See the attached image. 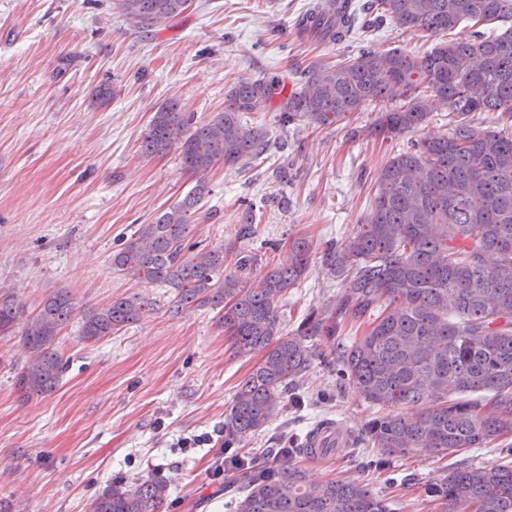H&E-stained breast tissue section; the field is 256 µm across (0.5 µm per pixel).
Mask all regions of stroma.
Wrapping results in <instances>:
<instances>
[{
    "instance_id": "35a3bbf8",
    "label": "stroma",
    "mask_w": 512,
    "mask_h": 512,
    "mask_svg": "<svg viewBox=\"0 0 512 512\" xmlns=\"http://www.w3.org/2000/svg\"><path fill=\"white\" fill-rule=\"evenodd\" d=\"M315 0H190L163 24L135 27L117 0H0V289L34 315L53 291L75 311L56 340L65 371L52 391L24 398L16 380L29 354L21 326L0 334V512H87L115 480L159 478L169 484L161 512H235L241 473L216 476L224 412L261 353L230 346L216 308L175 310V291L114 273L112 253L138 225L180 201L195 180L177 153L145 154L142 140L157 108L179 103L195 121L224 109L227 90L243 78L278 80L264 112L244 122L266 127L263 163L242 169L217 164L189 236L229 255L250 248L259 280L270 260L286 261L304 238L315 247L302 279L279 303L281 326H298L312 307L336 293L323 266L327 244H343L365 223L377 178L407 137L367 130L396 104L376 100L317 127L282 126V100L317 65L355 58L363 48L420 55L435 40L391 20L359 16L337 43L300 36L297 24ZM111 84L108 107L91 102ZM288 162V181L273 176ZM260 220L243 238V203ZM138 293L149 312L100 340L84 339L85 312ZM303 406L246 434L237 451L265 464L280 435H306L338 420L362 433L377 414L335 371L313 363L299 383ZM207 436V444L184 440ZM376 448L362 445L316 460L296 458L307 480L351 478L389 499L396 512H437L425 486L456 467L512 465V435L456 456L417 453L370 467Z\"/></svg>"
}]
</instances>
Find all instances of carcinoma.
Listing matches in <instances>:
<instances>
[{
    "instance_id": "carcinoma-1",
    "label": "carcinoma",
    "mask_w": 512,
    "mask_h": 512,
    "mask_svg": "<svg viewBox=\"0 0 512 512\" xmlns=\"http://www.w3.org/2000/svg\"><path fill=\"white\" fill-rule=\"evenodd\" d=\"M118 6L140 28L180 15L189 0H119ZM367 10L437 44L422 56L366 49L345 63L312 69L282 102V123L325 126L387 99L400 106L382 113L371 134L413 131L440 103L448 105L452 132L411 141L382 168L366 223L325 253L338 280L336 296L311 309L294 330L283 332L278 302L310 266L309 241L294 240L288 260L268 265L254 287L249 275L258 255L250 249L237 251L235 271L226 274L224 247L197 251L186 243L189 216L208 193L205 174L219 163L245 167L265 152L266 129L241 116L263 111L275 85L238 81L224 111L207 123H193L178 103L166 102L143 137L145 153L177 152L196 181L180 202L139 225L112 252V269L174 288L176 312L195 302L220 309L235 351L263 353L224 415L226 448L286 411L289 389L323 342L334 344L327 365L368 403L389 409L356 440L378 449L376 468L412 452L483 448L512 433V27H488L512 20V0H370ZM465 22L471 31L448 39ZM301 28L310 39L336 41V9L313 6ZM475 112L495 114V125H470L467 117ZM150 306L139 294L116 298L83 316L81 334L110 336ZM73 312L68 292L58 290L23 323L29 359L17 386L24 395H41L60 381L63 364L54 345ZM348 317L369 321L352 341L340 336ZM19 318L14 295L0 293V333ZM294 453L245 474L237 512H392L355 479L307 480ZM168 494L167 484L153 478L112 484L88 512H159ZM426 494L439 512H512V466L453 469L429 483Z\"/></svg>"
}]
</instances>
